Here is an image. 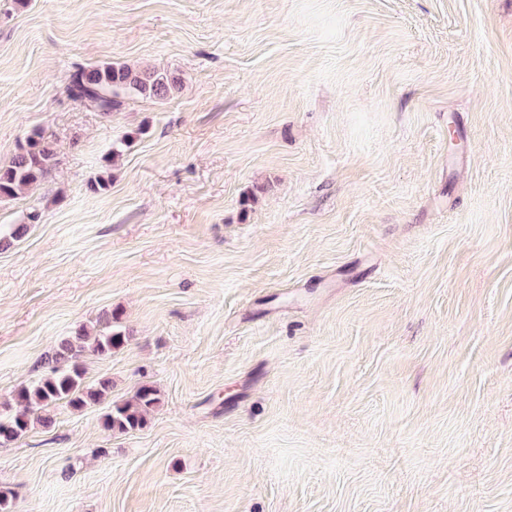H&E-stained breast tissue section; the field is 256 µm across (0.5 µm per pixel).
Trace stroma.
Returning <instances> with one entry per match:
<instances>
[{"label": "stroma", "mask_w": 512, "mask_h": 512, "mask_svg": "<svg viewBox=\"0 0 512 512\" xmlns=\"http://www.w3.org/2000/svg\"><path fill=\"white\" fill-rule=\"evenodd\" d=\"M103 62L183 85L105 114L67 90ZM36 130L0 410L129 341L0 446L12 512H512V0H0V165ZM112 312L93 330L85 326L74 336L64 339L56 352L48 358L45 371L33 384L18 389L14 395L15 409L8 407L0 414V445L19 439L34 420L45 425L52 422L42 412L62 402L75 410L106 400L112 393V381L102 378L89 386L77 359L86 351L107 357L128 342V336L112 327ZM160 403L156 388L142 384L134 395L121 403H112L110 411L105 415L102 426L112 434H123L143 428L147 424V416Z\"/></svg>", "instance_id": "obj_1"}]
</instances>
